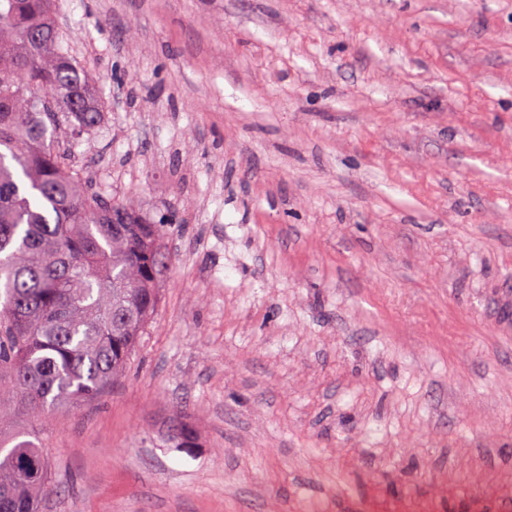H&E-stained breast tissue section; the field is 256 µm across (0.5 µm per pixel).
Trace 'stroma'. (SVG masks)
<instances>
[{"label": "stroma", "instance_id": "obj_1", "mask_svg": "<svg viewBox=\"0 0 512 512\" xmlns=\"http://www.w3.org/2000/svg\"><path fill=\"white\" fill-rule=\"evenodd\" d=\"M95 191L166 219L39 512H512V0H54ZM188 447L169 439L175 422Z\"/></svg>", "mask_w": 512, "mask_h": 512}]
</instances>
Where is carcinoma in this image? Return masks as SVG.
Here are the masks:
<instances>
[{"mask_svg": "<svg viewBox=\"0 0 512 512\" xmlns=\"http://www.w3.org/2000/svg\"><path fill=\"white\" fill-rule=\"evenodd\" d=\"M100 109L65 51L53 0H0V398L47 417L122 376L159 304L166 225L134 196L89 188L57 130L92 134ZM0 442V512L50 492L36 441Z\"/></svg>", "mask_w": 512, "mask_h": 512, "instance_id": "carcinoma-1", "label": "carcinoma"}]
</instances>
